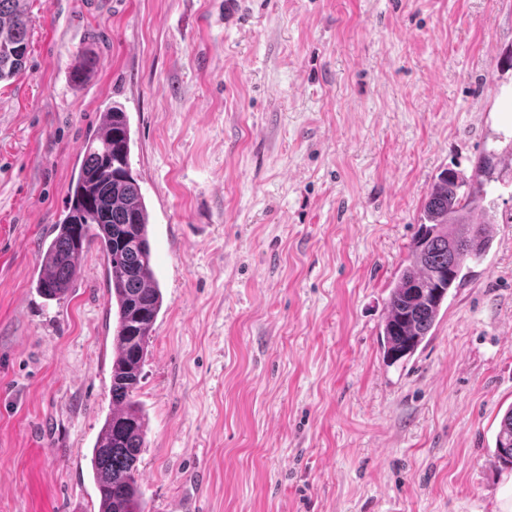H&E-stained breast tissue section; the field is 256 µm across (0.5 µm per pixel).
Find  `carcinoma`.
<instances>
[{
	"mask_svg": "<svg viewBox=\"0 0 512 512\" xmlns=\"http://www.w3.org/2000/svg\"><path fill=\"white\" fill-rule=\"evenodd\" d=\"M29 51L28 17L22 0H0V81L19 75ZM99 64L83 57L73 70L82 82ZM135 138L129 117L113 104L101 113L89 136L66 205L42 242L35 288L58 300L73 288L76 259L91 245L104 257L108 302L115 309L109 395L112 412L90 452L99 512H145L138 463L144 447L146 418L135 392L139 388L148 344L163 307V294L152 265L150 212L133 172ZM512 167L507 153L486 151L475 177L467 180L448 169L431 184L422 205L420 230L407 264L390 291L380 326V347L392 363L406 361L432 336L450 291L462 286L470 263L491 248L486 226L495 213L485 204V185L499 180L500 168ZM495 458L512 467V406L495 436Z\"/></svg>",
	"mask_w": 512,
	"mask_h": 512,
	"instance_id": "cac0c4a2",
	"label": "carcinoma"
}]
</instances>
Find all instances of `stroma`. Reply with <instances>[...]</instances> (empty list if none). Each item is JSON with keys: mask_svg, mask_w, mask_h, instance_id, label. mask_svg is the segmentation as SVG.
Returning a JSON list of instances; mask_svg holds the SVG:
<instances>
[{"mask_svg": "<svg viewBox=\"0 0 512 512\" xmlns=\"http://www.w3.org/2000/svg\"><path fill=\"white\" fill-rule=\"evenodd\" d=\"M0 83V512H98L104 260L40 245L106 106L130 117L164 296L136 393L149 512H499L512 169L422 352L378 333L429 187L512 148V0H24ZM100 61L74 86L84 53ZM24 0H0V81L19 75L29 51L28 17Z\"/></svg>", "mask_w": 512, "mask_h": 512, "instance_id": "35a3bbf8", "label": "stroma"}]
</instances>
